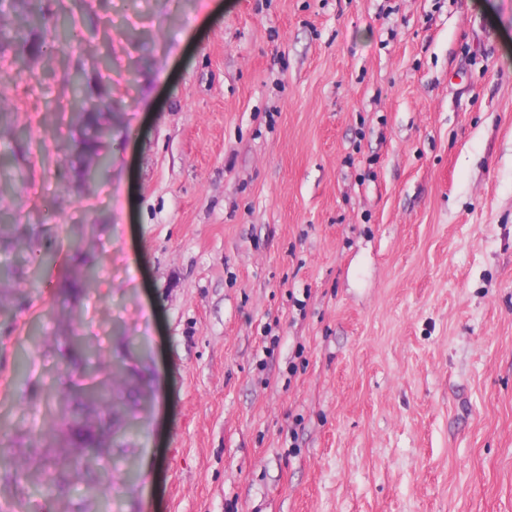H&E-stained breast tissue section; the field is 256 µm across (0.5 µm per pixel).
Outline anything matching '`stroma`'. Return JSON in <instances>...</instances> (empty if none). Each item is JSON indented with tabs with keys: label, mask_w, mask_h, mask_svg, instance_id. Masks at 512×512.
Returning a JSON list of instances; mask_svg holds the SVG:
<instances>
[{
	"label": "stroma",
	"mask_w": 512,
	"mask_h": 512,
	"mask_svg": "<svg viewBox=\"0 0 512 512\" xmlns=\"http://www.w3.org/2000/svg\"><path fill=\"white\" fill-rule=\"evenodd\" d=\"M43 7L67 62H0L36 256L0 282V504L512 512V0ZM66 65L112 103L97 181L39 162L80 136ZM77 329L127 367L91 470L32 445ZM35 454L52 495L3 477Z\"/></svg>",
	"instance_id": "35a3bbf8"
}]
</instances>
